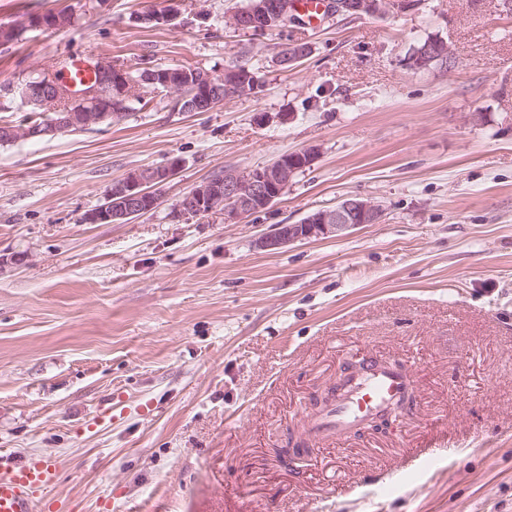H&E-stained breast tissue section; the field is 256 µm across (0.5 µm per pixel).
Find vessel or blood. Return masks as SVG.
I'll return each instance as SVG.
<instances>
[{"mask_svg": "<svg viewBox=\"0 0 512 512\" xmlns=\"http://www.w3.org/2000/svg\"><path fill=\"white\" fill-rule=\"evenodd\" d=\"M94 73L91 58H73L62 68L61 81L76 90L91 83ZM412 382L409 372L372 360L357 371L341 374L336 381L335 400L312 422L313 435L339 438L363 427L398 401ZM58 476V466L51 459H19L0 453V512H42L44 492Z\"/></svg>", "mask_w": 512, "mask_h": 512, "instance_id": "vessel-or-blood-1", "label": "vessel or blood"}]
</instances>
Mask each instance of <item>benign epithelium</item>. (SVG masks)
Returning a JSON list of instances; mask_svg holds the SVG:
<instances>
[{
    "label": "benign epithelium",
    "instance_id": "benign-epithelium-1",
    "mask_svg": "<svg viewBox=\"0 0 512 512\" xmlns=\"http://www.w3.org/2000/svg\"><path fill=\"white\" fill-rule=\"evenodd\" d=\"M416 5L415 0H327V11L331 16L359 17L378 15L383 11L409 10ZM297 10L294 0H250L248 7L233 15L232 24L241 31L263 34L288 26ZM176 17L177 9L171 6L163 12L142 14L138 22L168 24ZM446 58H451L448 44L443 40L430 41L414 48L407 57V64L418 70L430 69L433 62ZM122 73L118 67L98 64L97 82L71 100L67 99V92L44 72L8 87L7 93L20 95L24 103L32 106L39 107L53 98L66 101V105L56 107L54 116L41 124L1 126L0 139L52 138L75 128L112 123L120 117V113L112 111V90H117L121 99L126 96ZM259 86L256 74L246 69L228 68L224 71L222 85L210 76L201 78L195 89L197 97L189 102L187 108L194 112L208 111L228 97L252 95ZM318 154L319 148L310 146L284 154L265 165L227 172L222 184L204 181L179 201L174 215L196 217L222 208L224 220L236 222L277 201L292 177L311 167ZM180 166V160L172 159L163 166L134 170L113 181L106 191V203L86 213L83 221L87 224H123L155 210L161 202L160 188ZM382 218L380 205L347 198L334 208L309 214L297 224L273 225L269 232L255 240V247L276 250L302 241L339 238L363 224H378Z\"/></svg>",
    "mask_w": 512,
    "mask_h": 512
}]
</instances>
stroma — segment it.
Masks as SVG:
<instances>
[{
    "mask_svg": "<svg viewBox=\"0 0 512 512\" xmlns=\"http://www.w3.org/2000/svg\"><path fill=\"white\" fill-rule=\"evenodd\" d=\"M244 0H0V86L74 56L132 70L247 64L257 94L206 112L147 92L112 125L0 145V452L53 458L63 512H512V10L421 0L256 36ZM451 64L416 71L417 42ZM308 56L284 69L281 46ZM316 146L271 207L171 209L196 185ZM180 158L154 212L86 224L113 180ZM346 198L380 223L277 252L254 241ZM411 370L382 432L314 440L344 367ZM306 443L310 466L283 450ZM450 59V50L444 40L429 41L426 45L415 47L407 57V64L414 69L423 70L433 68L435 61Z\"/></svg>",
    "mask_w": 512,
    "mask_h": 512,
    "instance_id": "obj_1",
    "label": "stroma"
}]
</instances>
